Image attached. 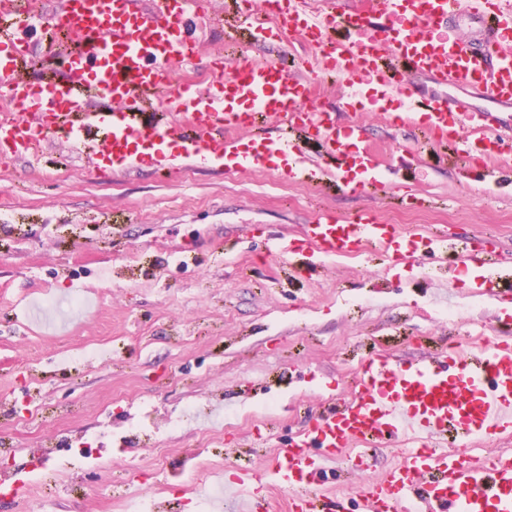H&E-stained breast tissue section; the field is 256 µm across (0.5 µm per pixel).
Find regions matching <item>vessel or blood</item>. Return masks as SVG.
Wrapping results in <instances>:
<instances>
[{
	"label": "vessel or blood",
	"mask_w": 512,
	"mask_h": 512,
	"mask_svg": "<svg viewBox=\"0 0 512 512\" xmlns=\"http://www.w3.org/2000/svg\"><path fill=\"white\" fill-rule=\"evenodd\" d=\"M370 0V9L338 20L310 17L302 6L276 12L279 28L317 46L304 73L276 62L243 61L216 77L211 89L169 90L172 65L186 62L188 13L197 0H58L60 18L73 20L82 45L67 53L59 77L32 84L21 73L19 44L0 46V85L8 87L15 118L0 120V146L14 156L38 158L51 136L75 142L87 156L121 160L125 170L156 157L176 168L195 158L228 160L259 171L287 169L294 179L308 167L291 131L318 138L339 155L361 187L380 183L379 162L364 145L358 124L337 125L329 112L309 104L316 77L349 81L366 112L387 114L391 124L421 122L430 137L447 133L472 146L485 144L489 157L503 153L512 128L492 109L472 110L463 99L444 95L414 98L396 93L380 46L393 60L438 84L484 90L493 106H512V0ZM457 15L482 25L478 42L450 40L442 24ZM351 36L337 38V26ZM111 99L121 112H102L95 103ZM279 117L283 136L260 137L242 147L238 130L253 127L256 115ZM305 243L321 258L368 246L386 259L413 257L415 239L364 213L344 224L332 216L307 225ZM512 427V341H499L462 355L445 350L430 361L379 355L363 363L349 399L328 400L307 420L269 471L289 494L288 512H345L340 498L319 490L326 461L348 455L353 445L380 448L402 441L400 462L369 485L362 512H512V451L486 459L449 450L460 440L500 434ZM261 474L239 467L232 487L246 494L244 512H264Z\"/></svg>",
	"instance_id": "obj_1"
}]
</instances>
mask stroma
Returning a JSON list of instances; mask_svg holds the SVG:
<instances>
[{
	"mask_svg": "<svg viewBox=\"0 0 512 512\" xmlns=\"http://www.w3.org/2000/svg\"><path fill=\"white\" fill-rule=\"evenodd\" d=\"M24 6L34 22L22 74L36 81L59 66L57 18L50 0ZM267 8L202 0L188 21L194 62L178 83L207 86L211 66L245 59L283 55L301 69L311 52L299 40L250 34ZM311 99L366 126L385 163L378 188L346 184L311 136L300 145L321 162L301 180L221 163L125 174L57 138L36 159L0 155V441L14 450L0 468L30 483L24 497L0 495V512H120L123 494L205 512L181 490L183 465L203 491L225 469L266 467L327 398L350 396L366 359L512 341V169L463 161L455 141L433 143L421 124L360 112L344 82L317 81ZM365 211L431 239L434 252L397 266L367 250L313 262L273 251L321 213ZM472 252L501 277L500 296L467 283ZM71 297L82 305L69 315L44 306ZM80 436L135 468H56L62 443ZM400 455L372 449L363 471L347 457L326 463L321 488L360 512L368 484Z\"/></svg>",
	"mask_w": 512,
	"mask_h": 512,
	"instance_id": "obj_1",
	"label": "stroma"
}]
</instances>
